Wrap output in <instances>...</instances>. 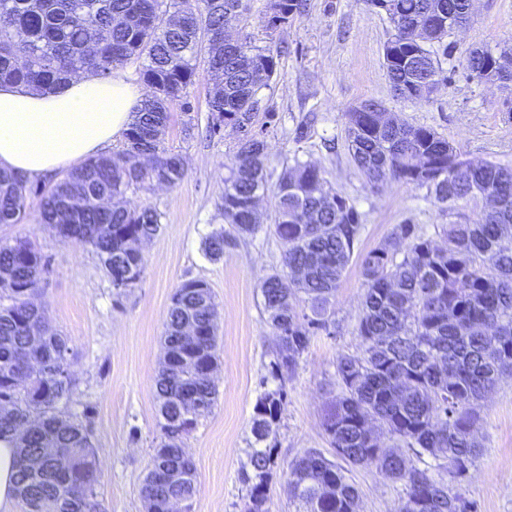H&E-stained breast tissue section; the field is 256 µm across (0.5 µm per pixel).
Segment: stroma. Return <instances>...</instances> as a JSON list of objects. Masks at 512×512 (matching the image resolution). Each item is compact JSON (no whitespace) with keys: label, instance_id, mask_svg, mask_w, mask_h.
Wrapping results in <instances>:
<instances>
[{"label":"stroma","instance_id":"obj_1","mask_svg":"<svg viewBox=\"0 0 512 512\" xmlns=\"http://www.w3.org/2000/svg\"><path fill=\"white\" fill-rule=\"evenodd\" d=\"M265 6L266 0H252L245 31L256 45L282 51L281 75L263 92L274 119H256L264 127L271 172L279 174L297 159L319 165L329 184L365 217L360 251L384 241L394 225L408 221L431 234L448 217L425 189L370 187L347 149L343 114L350 107L376 100L401 119L432 127L467 158L512 165V88L476 83L463 70L475 48L512 47V0H473L467 25L447 37L445 81L430 100L414 103L392 95L383 66L390 25L364 0H306L302 15L276 30L265 26ZM209 91L207 74H200L188 93L192 112L184 113L180 102L171 105L164 143L187 162L181 184L130 196L135 205L163 216L160 233L143 251L145 272L137 288L115 297L91 248L61 243L42 226L38 199L29 200L22 223L0 224V241L23 237L53 257L35 298L70 346L72 391L60 410L83 418L84 406L93 408L83 420L98 458L104 512H146L143 479L160 440L154 378L163 356L164 320L175 289L191 278L210 284L221 336L218 399L185 441L199 481L191 512H240L246 494L241 471L254 442L258 381L277 344L263 320L260 281L282 267L284 247L265 229L276 209L270 191L260 203L262 231L230 237L220 260L204 254L206 237L225 227L224 165L238 145L229 129L220 138L206 136ZM190 115L196 128L189 135L184 121ZM361 295L360 267L353 262L336 293L337 335L316 337L285 383L269 512H296L282 488L290 462L306 449L329 448L324 409L336 392L338 356L359 349L353 329ZM478 414L482 453L466 491L481 512H512V378L481 401ZM350 476L360 493V512H395L400 485L374 468H354Z\"/></svg>","mask_w":512,"mask_h":512}]
</instances>
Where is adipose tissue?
<instances>
[{
  "instance_id": "obj_1",
  "label": "adipose tissue",
  "mask_w": 512,
  "mask_h": 512,
  "mask_svg": "<svg viewBox=\"0 0 512 512\" xmlns=\"http://www.w3.org/2000/svg\"><path fill=\"white\" fill-rule=\"evenodd\" d=\"M142 96L118 72L76 76L49 94L1 86L0 169L32 181L78 165L127 129Z\"/></svg>"
}]
</instances>
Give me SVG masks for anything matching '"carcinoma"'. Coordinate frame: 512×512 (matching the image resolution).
<instances>
[{"label":"carcinoma","instance_id":"1","mask_svg":"<svg viewBox=\"0 0 512 512\" xmlns=\"http://www.w3.org/2000/svg\"><path fill=\"white\" fill-rule=\"evenodd\" d=\"M384 13L390 34L384 68L399 98H431L440 82L446 30L417 32L414 17L445 19L469 14L471 0H365ZM238 22L250 0H0V85L51 93L74 76L107 78L136 60L147 94L125 133V148L88 160L50 186L0 171V224H20L28 201L39 198L42 223L65 244L91 247L110 283L134 288L145 271L134 240L161 229L162 214L130 205L127 195L153 186L173 188L187 173L185 159L163 146L170 104L182 102L185 131L194 124L187 89L209 74L208 132L250 125L224 166V223L239 237L260 228L258 203L268 191L270 158L255 119L261 91L280 77V50L255 46L250 37L224 41L225 8ZM303 0H279L271 28L286 27ZM467 78L512 79V49L476 50L465 61ZM348 151L366 181L378 189L399 184L426 188L434 204L456 219L435 235L417 224H397L387 240L358 250L362 214L308 161L282 167L275 185L277 210L269 230L285 249L283 269L260 283L262 313L278 348L259 380L252 434L258 443L276 438L286 400L283 383L298 368L314 337L336 335V292L357 260L363 278L354 331L360 351L336 360L338 393L329 400L323 429L337 457L352 467H374L403 487L397 512H479L462 491L480 454L477 402L512 375V168L475 161L434 129L400 122L380 112L344 113ZM480 203L478 218L459 211ZM224 232L204 241L205 255L224 256ZM52 258L29 240L0 243V438L15 435L17 498L25 512H91L99 482L86 428L64 416L58 404L71 381L60 372L67 341L50 332L44 309L29 291L46 278ZM304 309L297 310V300ZM191 324L195 337L185 336ZM39 337L41 368L24 380L22 359ZM163 363L154 378L163 438L148 471L178 469L183 479H144L145 497L160 507L172 499L192 503L197 470L183 453L184 440L217 399L211 370L219 359L218 311L209 284L188 279L172 295L162 336ZM277 383L268 388L269 381ZM398 441V449L382 438ZM68 449L63 469L47 452ZM428 457L433 464L421 468ZM277 448H254L242 471L241 512H269ZM284 488L302 512H358L359 492L347 470L317 449L289 466Z\"/></svg>","mask_w":512,"mask_h":512}]
</instances>
